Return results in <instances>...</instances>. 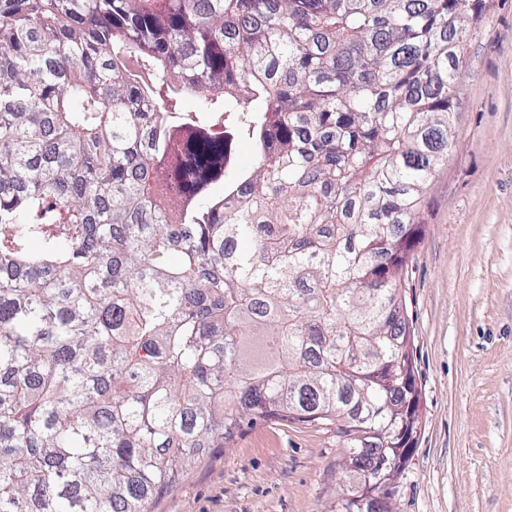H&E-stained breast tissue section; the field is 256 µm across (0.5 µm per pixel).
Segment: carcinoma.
<instances>
[{
  "label": "carcinoma",
  "instance_id": "cac0c4a2",
  "mask_svg": "<svg viewBox=\"0 0 512 512\" xmlns=\"http://www.w3.org/2000/svg\"><path fill=\"white\" fill-rule=\"evenodd\" d=\"M486 3L0 0V512H150L290 416L346 437L336 512H390L398 283Z\"/></svg>",
  "mask_w": 512,
  "mask_h": 512
}]
</instances>
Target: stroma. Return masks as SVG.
Here are the masks:
<instances>
[{
	"instance_id": "35a3bbf8",
	"label": "stroma",
	"mask_w": 512,
	"mask_h": 512,
	"mask_svg": "<svg viewBox=\"0 0 512 512\" xmlns=\"http://www.w3.org/2000/svg\"><path fill=\"white\" fill-rule=\"evenodd\" d=\"M457 146L402 278L419 430L393 512H512V0L463 61ZM335 427L253 419L151 512H330L353 481Z\"/></svg>"
}]
</instances>
